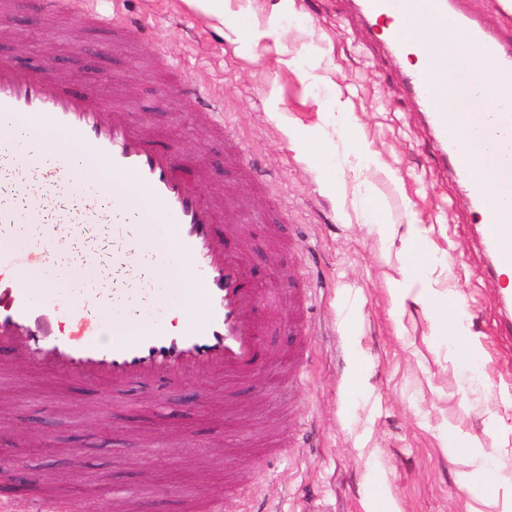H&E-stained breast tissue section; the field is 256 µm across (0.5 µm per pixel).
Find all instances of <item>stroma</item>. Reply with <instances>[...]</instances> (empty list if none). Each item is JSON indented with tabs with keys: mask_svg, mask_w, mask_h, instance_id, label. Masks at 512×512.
<instances>
[{
	"mask_svg": "<svg viewBox=\"0 0 512 512\" xmlns=\"http://www.w3.org/2000/svg\"><path fill=\"white\" fill-rule=\"evenodd\" d=\"M93 4L134 22L120 53L74 8L14 0L0 16L13 33L0 57L54 60L71 89L121 98L160 148L208 169L202 195L237 199L241 231L225 242L247 254L260 289L261 349L251 377L213 399L196 377L116 394L34 368L20 343L1 348L11 410L0 442L21 444L15 467L45 485L66 471L82 512H114L119 489L145 490L147 512H181L186 496L220 501L222 512H512V483L488 482L512 473L506 279L487 275L477 218L434 155L400 66L351 0H251L263 21L288 7L277 51L246 50L185 0ZM174 81L223 98L224 128L267 172L263 190L238 178L223 143L201 139L212 112L167 98ZM338 94L356 118L346 134L332 116ZM354 140L377 161L361 190L345 161ZM269 222L283 238L265 235ZM412 222L431 249L424 284L462 308L460 342L438 335L434 309L407 289ZM91 251L100 276L122 286L109 225L72 242L68 267ZM458 440L471 453H455Z\"/></svg>",
	"mask_w": 512,
	"mask_h": 512,
	"instance_id": "1",
	"label": "stroma"
}]
</instances>
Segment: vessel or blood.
Wrapping results in <instances>:
<instances>
[{
  "instance_id": "b4317fda",
  "label": "vessel or blood",
  "mask_w": 512,
  "mask_h": 512,
  "mask_svg": "<svg viewBox=\"0 0 512 512\" xmlns=\"http://www.w3.org/2000/svg\"><path fill=\"white\" fill-rule=\"evenodd\" d=\"M358 9L371 21L373 38L399 61L429 56L428 27L455 32L456 46L429 57L425 68L405 72L403 82L432 132L436 154L480 217L489 274L512 269V137L506 135L512 112L499 113L496 127L476 130L496 155L497 191L491 195L462 150L448 110L449 98L469 86L483 65L490 68L491 95L512 100V39L461 13L453 0H358ZM94 97L91 89L73 94L62 75L0 59V157L15 174L12 199L0 202V223L31 243L27 249L0 246V346L24 337L32 366L116 390L159 375L242 377L252 368L258 294L246 280L242 256L226 250L216 232L226 220L222 201L201 196V175L187 174L177 157L156 148L124 105L103 107ZM36 126L75 144H91L112 171L130 181L129 190L113 194L111 212L97 205L96 194L81 180L86 165L81 154L67 151L48 159L30 146ZM113 214L154 225L165 242L173 243V252L155 255L148 280L110 293L97 287L98 271L88 266L82 288L73 295L76 313L70 323L48 316L34 302L27 273L57 269L58 225L80 229L110 223ZM176 254L201 273L196 300H188L171 277ZM174 305L181 310L176 327L165 319ZM111 322L117 325L111 340H95Z\"/></svg>"
}]
</instances>
